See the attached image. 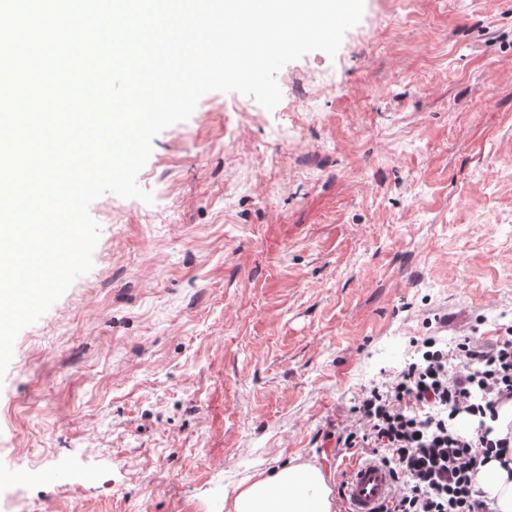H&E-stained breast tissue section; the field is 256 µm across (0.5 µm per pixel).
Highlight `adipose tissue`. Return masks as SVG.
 <instances>
[{
	"label": "adipose tissue",
	"instance_id": "obj_1",
	"mask_svg": "<svg viewBox=\"0 0 512 512\" xmlns=\"http://www.w3.org/2000/svg\"><path fill=\"white\" fill-rule=\"evenodd\" d=\"M478 486L496 512H512V450L482 464ZM336 501L322 471L292 461L249 477L239 486L229 512H335Z\"/></svg>",
	"mask_w": 512,
	"mask_h": 512
}]
</instances>
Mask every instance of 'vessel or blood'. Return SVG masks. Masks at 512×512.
Listing matches in <instances>:
<instances>
[{
  "label": "vessel or blood",
  "instance_id": "vessel-or-blood-1",
  "mask_svg": "<svg viewBox=\"0 0 512 512\" xmlns=\"http://www.w3.org/2000/svg\"><path fill=\"white\" fill-rule=\"evenodd\" d=\"M396 489L393 470L381 461L367 459L346 471L337 485L345 512H384Z\"/></svg>",
  "mask_w": 512,
  "mask_h": 512
}]
</instances>
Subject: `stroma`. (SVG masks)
<instances>
[{
    "label": "stroma",
    "instance_id": "35a3bbf8",
    "mask_svg": "<svg viewBox=\"0 0 512 512\" xmlns=\"http://www.w3.org/2000/svg\"><path fill=\"white\" fill-rule=\"evenodd\" d=\"M276 79L162 130L152 203L92 202V269L0 378V512H227L290 460L336 484L361 388L512 327V0H363Z\"/></svg>",
    "mask_w": 512,
    "mask_h": 512
}]
</instances>
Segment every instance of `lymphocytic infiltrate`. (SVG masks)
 I'll list each match as a JSON object with an SVG mask.
<instances>
[{
	"mask_svg": "<svg viewBox=\"0 0 512 512\" xmlns=\"http://www.w3.org/2000/svg\"><path fill=\"white\" fill-rule=\"evenodd\" d=\"M512 405V336L430 340L398 374L363 390L355 418L336 431L337 447L384 452L397 487L389 512H493L475 482L478 465L512 448L499 434ZM475 420L472 430L457 426Z\"/></svg>",
	"mask_w": 512,
	"mask_h": 512,
	"instance_id": "lymphocytic-infiltrate-1",
	"label": "lymphocytic infiltrate"
}]
</instances>
